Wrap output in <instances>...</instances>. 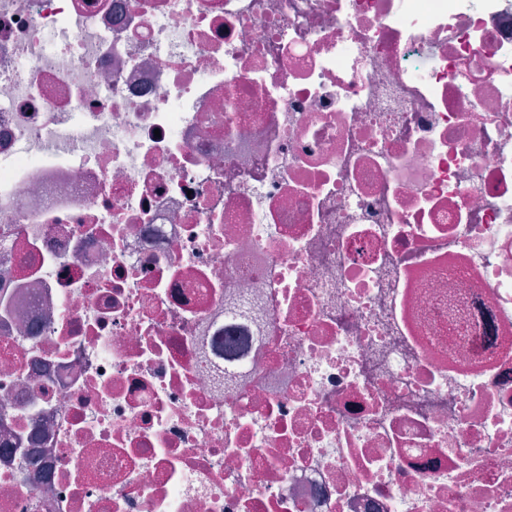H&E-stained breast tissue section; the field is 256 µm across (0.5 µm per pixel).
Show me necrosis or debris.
I'll use <instances>...</instances> for the list:
<instances>
[{
  "instance_id": "1",
  "label": "necrosis or debris",
  "mask_w": 512,
  "mask_h": 512,
  "mask_svg": "<svg viewBox=\"0 0 512 512\" xmlns=\"http://www.w3.org/2000/svg\"><path fill=\"white\" fill-rule=\"evenodd\" d=\"M0 512H512V0H0Z\"/></svg>"
}]
</instances>
